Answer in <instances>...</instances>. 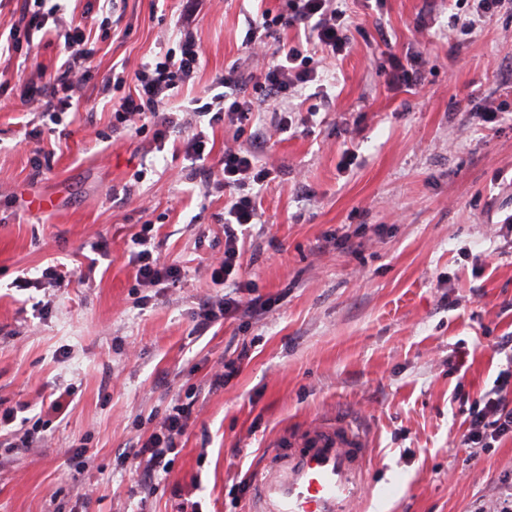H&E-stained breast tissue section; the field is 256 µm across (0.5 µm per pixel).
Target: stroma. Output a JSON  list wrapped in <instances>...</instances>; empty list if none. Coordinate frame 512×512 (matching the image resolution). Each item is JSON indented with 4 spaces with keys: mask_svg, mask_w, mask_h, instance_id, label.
<instances>
[{
    "mask_svg": "<svg viewBox=\"0 0 512 512\" xmlns=\"http://www.w3.org/2000/svg\"><path fill=\"white\" fill-rule=\"evenodd\" d=\"M284 6L199 0L204 65L169 108L188 107L230 67L248 70L249 21ZM347 6L353 46L323 63L328 101L291 102L319 106L312 127L280 133L254 93L244 132L207 128L211 153L196 162L179 136L159 149L113 130L112 105L128 91H99L112 68L177 49L182 0H116L115 20L93 15L92 69L63 138L23 101L66 58L63 36L25 59L0 53V412L75 390L33 447H0V512H251L271 447L336 420L369 442L355 512H477L499 497L512 436L485 451L464 445L455 396L489 393L512 363V12L476 21L470 0ZM457 17L472 20L468 34ZM394 54L415 58L423 85H390ZM484 109L493 121H478ZM234 144L275 171L239 276L266 308L199 333L198 307L226 291L210 279L224 195L206 192L202 171ZM346 149L357 156L347 169ZM145 224L161 261L183 267L178 283L137 281L127 242ZM102 238L109 255L94 282L16 287L50 265L76 267ZM228 363L235 374L212 389ZM189 395L169 471L144 488L130 454ZM82 444L79 472L70 450Z\"/></svg>",
    "mask_w": 512,
    "mask_h": 512,
    "instance_id": "stroma-1",
    "label": "stroma"
}]
</instances>
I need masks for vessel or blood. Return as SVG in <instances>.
Segmentation results:
<instances>
[{
    "label": "vessel or blood",
    "instance_id": "vessel-or-blood-1",
    "mask_svg": "<svg viewBox=\"0 0 512 512\" xmlns=\"http://www.w3.org/2000/svg\"><path fill=\"white\" fill-rule=\"evenodd\" d=\"M364 437L325 423L275 449L255 477L252 512H353L364 492Z\"/></svg>",
    "mask_w": 512,
    "mask_h": 512
}]
</instances>
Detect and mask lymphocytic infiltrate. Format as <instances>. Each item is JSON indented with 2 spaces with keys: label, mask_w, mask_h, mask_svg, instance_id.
<instances>
[{
  "label": "lymphocytic infiltrate",
  "mask_w": 512,
  "mask_h": 512,
  "mask_svg": "<svg viewBox=\"0 0 512 512\" xmlns=\"http://www.w3.org/2000/svg\"><path fill=\"white\" fill-rule=\"evenodd\" d=\"M60 10L57 2L52 5L48 0H27L24 24L9 27L5 40L7 50L18 53L23 45L33 44L35 34ZM86 23L83 17L67 20L66 59L45 84L34 83L28 88L29 107L46 113L51 122H58L61 113L75 108L74 94L91 69L90 54L84 48ZM351 26L343 0H286L284 12L273 16L261 14L246 32L244 46L260 61L256 70L248 74L234 68L225 71L223 92L198 98L196 107L189 112L165 108L169 91L188 83L202 66L203 50L192 29L187 27L181 32L178 51L159 53L153 61L141 64L131 76L123 71L112 72L105 78L101 91L107 94L133 83V94L125 96L114 111L116 125L136 137L152 136L158 143L165 142L171 135H181L185 154L200 160L204 157L206 141L203 132L193 130L194 121L208 115L213 121L243 128L250 120L251 103L241 98L239 92L247 85L264 99L289 102L309 84L319 81V71L312 64L314 53L333 58L348 51ZM280 27L302 29L304 41L270 47L268 41ZM220 164V178L208 183L209 188L228 194L224 256L211 272V280L217 285L224 284L242 267L243 252L236 228L257 220L254 190L270 175L269 169L258 167L252 152L245 149H225ZM149 232V227L145 226L131 237L133 248L129 261L136 269L137 281L147 287L178 282L182 277L181 267L154 258ZM511 386L510 368L499 374L493 391L472 401L460 398V405L467 408L469 422L463 435L465 445L484 450L490 448L492 442L512 435V400L506 395ZM191 414V403L174 404L148 438L141 441L135 455L146 462L144 482H152L159 473L168 471L167 456L177 448Z\"/></svg>",
  "instance_id": "1"
}]
</instances>
